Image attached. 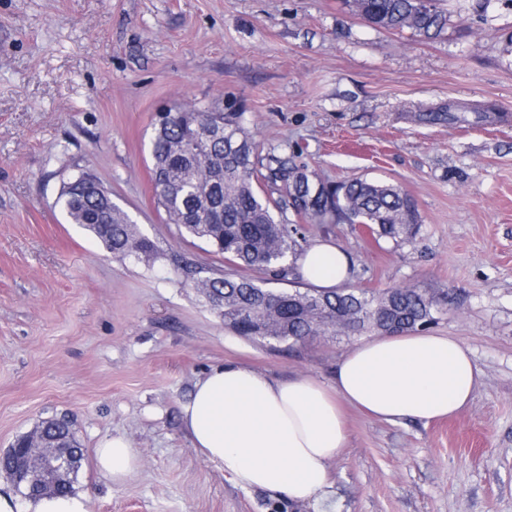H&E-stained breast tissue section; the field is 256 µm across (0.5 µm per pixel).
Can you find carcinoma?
<instances>
[{
    "mask_svg": "<svg viewBox=\"0 0 512 512\" xmlns=\"http://www.w3.org/2000/svg\"><path fill=\"white\" fill-rule=\"evenodd\" d=\"M365 22L388 31L410 30L426 39L440 36L448 15L432 0L424 9L419 0H345ZM213 139L209 154L185 156L184 142L196 135ZM258 145L243 124V113L231 103L214 104L209 112L192 105L179 107L172 118L153 124L151 161L157 169L152 180L157 203L180 232L211 243L225 259L243 270L260 269L275 278L294 274L300 244L297 225L287 210L312 224H365L379 239L408 240L419 224L415 203L400 187L356 178L331 185L306 165L273 157L266 170L255 161ZM279 188L285 199L263 197L255 184ZM68 220L93 233L107 252L118 259L148 256L153 242L141 234L130 216L118 206L103 205L77 184L65 187L58 198ZM194 285L215 306L223 309L224 324L240 336L304 344L315 336L385 333L399 325L403 331L436 321L432 298L413 287H392L394 311L375 308L378 291H326L308 288L278 292L242 274L188 271ZM38 430L52 438H68L66 420L50 419Z\"/></svg>",
    "mask_w": 512,
    "mask_h": 512,
    "instance_id": "obj_1",
    "label": "carcinoma"
}]
</instances>
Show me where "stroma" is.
I'll return each instance as SVG.
<instances>
[{
  "instance_id": "1",
  "label": "stroma",
  "mask_w": 512,
  "mask_h": 512,
  "mask_svg": "<svg viewBox=\"0 0 512 512\" xmlns=\"http://www.w3.org/2000/svg\"><path fill=\"white\" fill-rule=\"evenodd\" d=\"M425 40L377 29L343 0H0V454L67 419L83 449L73 486L92 512H315L245 490L198 453L180 408L213 366L276 381L333 380L360 336L294 347L240 336L182 262L235 272L181 235L150 180L156 113L229 97L269 152L324 182L399 186L415 237L302 224L357 266L350 285L411 286L437 303L429 330L482 371L457 416L390 424L348 415L330 464L333 512H512V0H445ZM457 104L455 121L431 112ZM93 174L155 244L112 258L57 198ZM115 436L140 464L96 465ZM97 464L101 471L112 478V482H125L138 465V456L134 448L122 437H112L98 449Z\"/></svg>"
}]
</instances>
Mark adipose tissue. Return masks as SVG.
<instances>
[{"mask_svg": "<svg viewBox=\"0 0 512 512\" xmlns=\"http://www.w3.org/2000/svg\"><path fill=\"white\" fill-rule=\"evenodd\" d=\"M306 282L322 289L346 284L350 262L342 246L318 242L299 259ZM481 373L469 347L420 331L357 344L341 357L333 385L308 376L275 381L248 367L224 364L199 378L182 407L195 448L244 489L329 507L328 465L347 441L345 407L397 423L455 415L471 401ZM97 464L125 482L138 456L121 437L107 441ZM78 491L19 500L0 492V512H91Z\"/></svg>", "mask_w": 512, "mask_h": 512, "instance_id": "ef3b65f1", "label": "adipose tissue"}]
</instances>
